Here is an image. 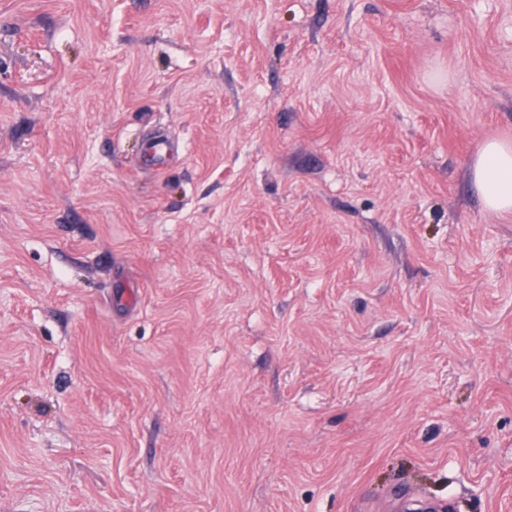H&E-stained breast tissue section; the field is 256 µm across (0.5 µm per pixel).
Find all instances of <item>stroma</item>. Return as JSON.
Wrapping results in <instances>:
<instances>
[{
    "mask_svg": "<svg viewBox=\"0 0 512 512\" xmlns=\"http://www.w3.org/2000/svg\"><path fill=\"white\" fill-rule=\"evenodd\" d=\"M492 139L512 0H0V512H512Z\"/></svg>",
    "mask_w": 512,
    "mask_h": 512,
    "instance_id": "35a3bbf8",
    "label": "stroma"
}]
</instances>
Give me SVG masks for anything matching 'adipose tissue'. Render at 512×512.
<instances>
[{
	"label": "adipose tissue",
	"mask_w": 512,
	"mask_h": 512,
	"mask_svg": "<svg viewBox=\"0 0 512 512\" xmlns=\"http://www.w3.org/2000/svg\"><path fill=\"white\" fill-rule=\"evenodd\" d=\"M472 177L488 210L512 212V143L487 141L472 166Z\"/></svg>",
	"instance_id": "obj_1"
}]
</instances>
